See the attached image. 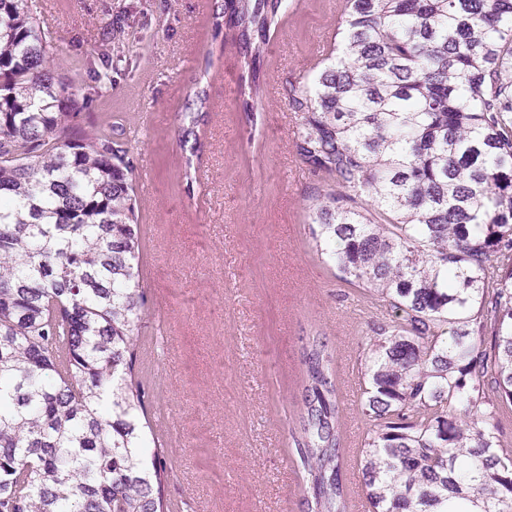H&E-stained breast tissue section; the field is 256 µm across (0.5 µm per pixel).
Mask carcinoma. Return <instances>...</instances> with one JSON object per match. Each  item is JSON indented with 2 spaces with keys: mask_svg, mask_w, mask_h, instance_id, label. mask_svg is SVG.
Masks as SVG:
<instances>
[{
  "mask_svg": "<svg viewBox=\"0 0 512 512\" xmlns=\"http://www.w3.org/2000/svg\"><path fill=\"white\" fill-rule=\"evenodd\" d=\"M29 0H0V512H168L170 451L133 380L145 314L132 165L83 124ZM285 0H224L257 78ZM336 55L292 95L312 209L367 322L372 512H512V0H345ZM98 88L105 66L90 67ZM304 512H350L332 354L303 353Z\"/></svg>",
  "mask_w": 512,
  "mask_h": 512,
  "instance_id": "1",
  "label": "carcinoma"
}]
</instances>
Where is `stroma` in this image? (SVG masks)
<instances>
[{"label":"stroma","instance_id":"1","mask_svg":"<svg viewBox=\"0 0 512 512\" xmlns=\"http://www.w3.org/2000/svg\"><path fill=\"white\" fill-rule=\"evenodd\" d=\"M55 65L86 70L106 50L114 81L93 115L140 126L122 140L137 192L140 335L162 333L150 406L172 437L167 494L190 512H301L306 474L291 432L301 406L309 337L333 348L350 494L360 492L367 322L377 304L338 277L312 233L327 186L295 150L288 100L336 49L345 0H289L261 66L264 96L242 108L236 47L212 26L217 0H29ZM121 20L120 37L108 25ZM206 88L193 142V184L182 177L181 114Z\"/></svg>","mask_w":512,"mask_h":512}]
</instances>
